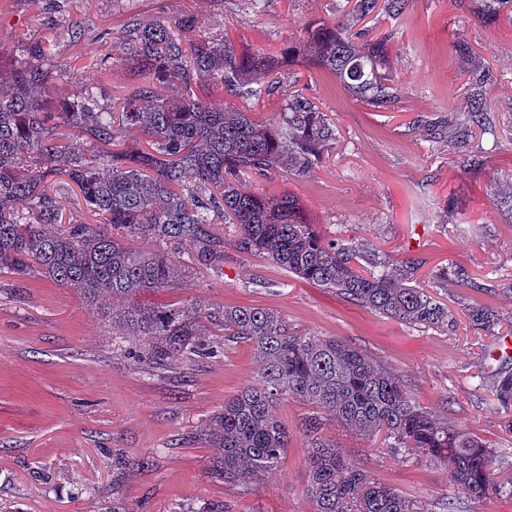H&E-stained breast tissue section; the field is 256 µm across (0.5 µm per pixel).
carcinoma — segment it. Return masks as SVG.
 Returning a JSON list of instances; mask_svg holds the SVG:
<instances>
[{"label":"carcinoma","mask_w":512,"mask_h":512,"mask_svg":"<svg viewBox=\"0 0 512 512\" xmlns=\"http://www.w3.org/2000/svg\"><path fill=\"white\" fill-rule=\"evenodd\" d=\"M344 22H319L302 47L281 52L331 71L357 101L384 109L399 99L387 74L393 33L355 41L352 25L385 13L398 19L407 0H347ZM197 24L189 14L169 23L134 18L112 42V54L130 58V81L112 100L82 86L60 97L49 91L54 65L40 41H21L9 57L0 51V272L38 273L76 290L104 310L112 334L132 342L139 363L167 368L217 353L213 336L247 342L259 365L258 382L224 402L200 436L213 449L211 468L224 480L251 483L276 470L291 444L279 414L290 399L332 417L339 426L384 438L392 456L434 462L463 497L477 503L512 498V480L498 471L512 465V450L435 417L394 372L345 340L298 335L271 308L161 304L145 296L173 287L185 267L161 250H137L126 241L151 240L191 247L192 263H224L219 224L237 227L235 247L258 255L296 278L327 288L383 317L427 329H449L456 318L429 289L413 282L412 261L376 260L363 244L323 240L299 201L253 192L243 179L273 173L303 178L336 141L327 113L281 80H269L277 61L229 38L185 43ZM219 85L247 101L281 92L274 124L199 97L194 87ZM498 116L480 92L470 110L448 124V144L467 150L474 135L493 134ZM78 131L64 140L56 129ZM135 130L146 145L116 144ZM79 191L96 223L63 220L65 201ZM461 285L492 293L493 285L464 270ZM473 330L489 336L512 328V315L486 304L466 308ZM506 411L512 409V358L491 378L479 376ZM320 419L305 421L311 512H431L373 473L344 459L336 442L319 437Z\"/></svg>","instance_id":"cac0c4a2"}]
</instances>
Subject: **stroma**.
Masks as SVG:
<instances>
[{
    "mask_svg": "<svg viewBox=\"0 0 512 512\" xmlns=\"http://www.w3.org/2000/svg\"><path fill=\"white\" fill-rule=\"evenodd\" d=\"M345 11L346 0H267L258 14L247 0H0V52L42 40L62 72L52 84L57 94L90 83L108 97L127 84L128 68L117 58L103 68L93 63L112 51L103 33L120 32L129 17L152 23L193 13L195 38L225 33L235 47L276 55L312 24L342 20ZM363 27L395 31L389 74L398 103L374 110L330 72L298 58L283 64L279 78L297 82L328 113L336 142L308 177H253L249 186L293 194L325 238L418 261L420 281L448 304L456 328L411 327L302 282L239 253L228 224L223 267H191L188 246H169L185 276L153 299L276 309L292 331L351 342L437 417L489 447H507L505 415L476 380L496 368L489 354L498 339L470 329L464 311L473 302L512 311V217L490 201L512 182V22L487 17L482 0H408L399 20L370 17ZM460 40L472 45L474 63L462 64ZM473 87L489 96L498 123L496 137H476L489 154L467 170L446 130L466 114ZM460 268L495 293L461 286ZM215 342V357L150 370L130 359L128 341L73 289L37 273L1 272L0 512H310L302 425L312 410L298 401L279 408L293 434L278 470L247 486L211 473L199 426L258 379L248 344ZM320 433L409 498L433 504L453 493L442 467L390 457L381 440L327 418Z\"/></svg>",
    "mask_w": 512,
    "mask_h": 512,
    "instance_id": "35a3bbf8",
    "label": "stroma"
}]
</instances>
